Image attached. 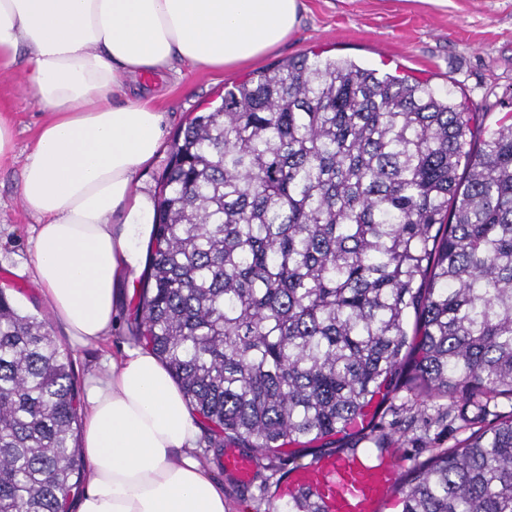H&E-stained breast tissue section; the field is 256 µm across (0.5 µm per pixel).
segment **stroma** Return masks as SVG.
Masks as SVG:
<instances>
[{"mask_svg": "<svg viewBox=\"0 0 512 512\" xmlns=\"http://www.w3.org/2000/svg\"><path fill=\"white\" fill-rule=\"evenodd\" d=\"M350 60L383 73L429 81L440 93L478 112L482 130L512 113V0H301L298 25L266 57L235 72L175 66L157 105L164 115V149L139 180L138 189L156 196L174 134L191 113L216 104L225 87L277 63L304 56ZM0 118L13 125L16 149L0 161V288L25 313H47L31 272L33 228L37 222L19 197L22 165L45 115L25 87V61L0 66ZM130 292L108 338L96 347L71 345L52 326L56 341L69 349L77 380L105 357L131 344L129 327L138 316ZM474 408L457 396L428 397L421 390L396 393L381 422L387 448L395 450L400 476L426 462L435 449L463 443L473 432ZM242 449L225 438L223 448H204L214 478L224 486L226 512H269L278 481L289 469L309 463L314 450L283 449L257 456L250 483L238 482L221 464L224 448Z\"/></svg>", "mask_w": 512, "mask_h": 512, "instance_id": "stroma-1", "label": "stroma"}]
</instances>
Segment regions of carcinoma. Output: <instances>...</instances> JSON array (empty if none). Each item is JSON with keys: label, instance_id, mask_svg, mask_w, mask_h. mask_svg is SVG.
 <instances>
[{"label": "carcinoma", "instance_id": "1", "mask_svg": "<svg viewBox=\"0 0 512 512\" xmlns=\"http://www.w3.org/2000/svg\"><path fill=\"white\" fill-rule=\"evenodd\" d=\"M351 61L224 89L158 182L135 336L192 412L258 451L353 427L413 382L512 401V115ZM80 389L0 289V512H68ZM402 512H512V411L411 472Z\"/></svg>", "mask_w": 512, "mask_h": 512}]
</instances>
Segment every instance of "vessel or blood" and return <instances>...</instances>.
<instances>
[{
	"instance_id": "obj_1",
	"label": "vessel or blood",
	"mask_w": 512,
	"mask_h": 512,
	"mask_svg": "<svg viewBox=\"0 0 512 512\" xmlns=\"http://www.w3.org/2000/svg\"><path fill=\"white\" fill-rule=\"evenodd\" d=\"M224 466L246 484L252 479L256 460L229 448ZM398 474L396 461L388 455L324 453L289 471L277 488L275 503L283 508L309 493L321 512H380Z\"/></svg>"
}]
</instances>
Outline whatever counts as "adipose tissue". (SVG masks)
<instances>
[{"label": "adipose tissue", "mask_w": 512, "mask_h": 512, "mask_svg": "<svg viewBox=\"0 0 512 512\" xmlns=\"http://www.w3.org/2000/svg\"><path fill=\"white\" fill-rule=\"evenodd\" d=\"M299 0H0V65L26 62L47 115L20 182L36 216L32 272L72 344L105 339L146 261L154 202L137 192L163 140L147 96L124 81L174 62L213 70L287 40ZM86 489L77 512H225L198 454L199 422L145 346L89 374L82 400Z\"/></svg>", "instance_id": "adipose-tissue-1"}]
</instances>
